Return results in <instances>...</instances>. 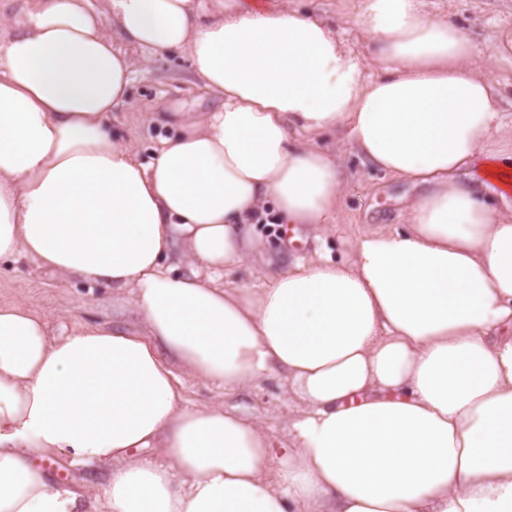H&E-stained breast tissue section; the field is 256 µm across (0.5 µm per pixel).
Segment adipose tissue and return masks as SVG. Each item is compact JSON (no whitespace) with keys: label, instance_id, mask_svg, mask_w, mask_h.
<instances>
[{"label":"adipose tissue","instance_id":"1","mask_svg":"<svg viewBox=\"0 0 512 512\" xmlns=\"http://www.w3.org/2000/svg\"><path fill=\"white\" fill-rule=\"evenodd\" d=\"M355 22L370 62L289 0L0 12V261L134 313L54 337L0 305V512H512V114L422 0H363ZM129 45L187 53L222 100L151 113L175 134L147 163L113 131ZM345 150L414 188L405 229L224 284L264 204L332 223ZM184 372L228 394L285 376L287 454L237 407L189 404ZM62 456L105 470L65 485Z\"/></svg>","mask_w":512,"mask_h":512}]
</instances>
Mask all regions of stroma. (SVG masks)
Returning <instances> with one entry per match:
<instances>
[{"mask_svg": "<svg viewBox=\"0 0 512 512\" xmlns=\"http://www.w3.org/2000/svg\"><path fill=\"white\" fill-rule=\"evenodd\" d=\"M312 12L336 31L360 56H367V38L354 20L361 0H305ZM430 13H451L477 47L474 67L484 72L503 95L502 109L512 113V50L498 52L501 33L512 30V0H424ZM139 65L129 92L120 107L118 127L140 161H149L159 140L171 129L152 124V112H208L218 103L197 85L185 53L157 56L133 50ZM346 181L336 221L327 231L302 224L288 230L283 224H258L256 231L269 254L288 265L299 259L327 255L342 261L350 254L355 235L376 227L402 228V200L411 190L396 178L364 166L353 154H345ZM109 285L65 280L42 270L25 256L0 263V303H20L33 309L53 334H63L81 323L108 324L119 310ZM184 391L193 405L220 401L239 406L251 416L263 418L270 427L274 453L288 443L290 395L285 377L272 375L232 396L192 377H184Z\"/></svg>", "mask_w": 512, "mask_h": 512, "instance_id": "35a3bbf8", "label": "stroma"}]
</instances>
